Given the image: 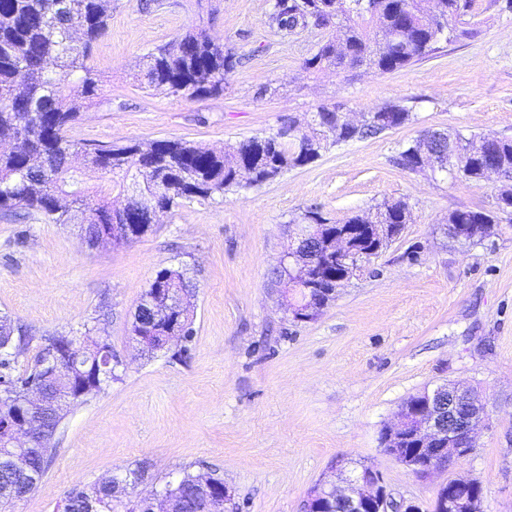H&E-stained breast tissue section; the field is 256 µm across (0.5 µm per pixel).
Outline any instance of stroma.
<instances>
[{"label": "stroma", "mask_w": 512, "mask_h": 512, "mask_svg": "<svg viewBox=\"0 0 512 512\" xmlns=\"http://www.w3.org/2000/svg\"><path fill=\"white\" fill-rule=\"evenodd\" d=\"M269 0H112L94 63L97 103L70 129L110 145L182 139L219 151L284 124L306 127L319 107L351 115L411 100L412 119L340 143L272 182L160 214L152 232L90 248L78 224L37 213L0 215V315L30 336L26 365L54 332L107 337L120 378L61 422L57 453L14 512H56L78 485L146 463L131 498L182 472L215 473L236 512H304L311 488L337 457L373 463L395 499L429 504L437 479H420L385 455L381 433L401 403L454 381L482 394L487 420L474 451L451 473L481 482L487 512H512V220L480 244L444 232L450 212L490 210L496 179L475 186L392 159L428 130L512 136V6L474 0L478 34L391 73H309L320 32L269 30ZM192 28L231 51L236 64L217 97L176 99L139 73L158 44ZM273 84L275 96H259ZM405 201L401 235L372 258L310 322L279 303L272 275L292 222L319 209L340 221ZM182 267L193 287L194 335L182 359L142 354L131 315L156 272Z\"/></svg>", "instance_id": "stroma-1"}]
</instances>
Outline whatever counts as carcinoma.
Instances as JSON below:
<instances>
[{
	"instance_id": "cac0c4a2",
	"label": "carcinoma",
	"mask_w": 512,
	"mask_h": 512,
	"mask_svg": "<svg viewBox=\"0 0 512 512\" xmlns=\"http://www.w3.org/2000/svg\"><path fill=\"white\" fill-rule=\"evenodd\" d=\"M473 0H270L265 24L283 37L312 28L334 27L336 35L325 40L305 62L312 72L336 68H365L390 73L430 57L442 43L471 38L473 28L459 26ZM112 0H0V141L12 145L0 154V212L36 211L55 224H69L81 214L80 228L89 247L124 239L123 226L142 237L153 227L156 212L183 200L209 199L243 185L260 186L291 167L317 160L328 147L363 139L398 128L411 119L412 108L402 102L387 103L368 114L360 126H352L336 107H320L311 116V131L288 127L287 134L252 137L230 144L221 153L203 150L176 139L149 144L92 145L71 139L70 128L92 104L101 81L91 64L94 44L108 30ZM233 68V54L213 41L202 29L187 31L148 55V87L174 98H203L224 94V77ZM76 80L81 94L66 92ZM455 136L469 143L448 156V139H419L403 147L395 163L417 171V153L424 147L447 162L439 174L475 186L485 179L484 164L493 159L512 168V138ZM84 157L85 169L112 176V187L125 189L135 179L132 196L99 199L89 205L84 173L71 160ZM496 212L456 210L448 214L452 224H495L497 214L512 213V184L500 188ZM408 205L402 200L377 206V214H355L343 224H367L376 215L386 224L402 223ZM189 292L184 271L165 267L157 271L133 315L131 336L142 337L149 354L166 349L167 337L193 335V314L179 303ZM0 327L3 342L26 344L27 332L4 314ZM16 372L17 359H0V512H12L17 502L39 487L61 422L85 397L120 379L118 363L104 369L106 353L93 345L69 380H58L39 367ZM42 386L51 402L41 412L44 442L17 451L5 447L7 424L21 412L25 386L30 379ZM24 458V470L13 466L15 455ZM147 466L117 470L112 477L69 492L61 512H139L140 501L127 496L128 486L140 480ZM188 471L163 488L162 512H202L205 497L223 498L224 479Z\"/></svg>"
}]
</instances>
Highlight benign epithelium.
<instances>
[{
  "label": "benign epithelium",
  "mask_w": 512,
  "mask_h": 512,
  "mask_svg": "<svg viewBox=\"0 0 512 512\" xmlns=\"http://www.w3.org/2000/svg\"><path fill=\"white\" fill-rule=\"evenodd\" d=\"M314 229L313 224L296 225L278 270L312 288L314 283L309 269L325 262L334 263L344 273L341 282L330 290L333 295L342 283L360 276L365 264L374 257V251H363L347 234L338 233L327 238L323 242V251L305 265L296 260V251ZM82 346L83 342L76 340L60 353L53 350L44 365L54 373L72 367L81 355ZM26 397L25 413L12 427L10 439L13 447L21 449L32 448L41 442V434L30 414L41 404L43 394L32 384ZM485 418L486 406L474 389L445 382L402 402L398 421L385 430L383 452L413 475L429 478L472 453ZM410 437L417 441L418 448L414 452H407L403 447ZM347 464L343 458L335 460L331 470L337 480L320 481L327 493L346 504L347 512H415L413 502H398L392 497L375 465L365 463L349 470ZM435 507L436 512H484L483 486L471 478H450L438 485Z\"/></svg>",
  "instance_id": "7a95c632"
}]
</instances>
